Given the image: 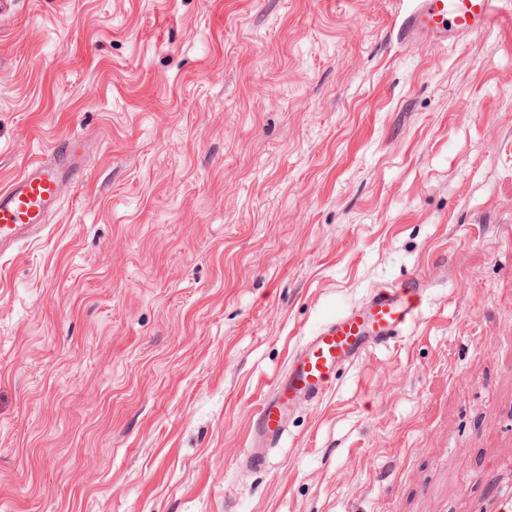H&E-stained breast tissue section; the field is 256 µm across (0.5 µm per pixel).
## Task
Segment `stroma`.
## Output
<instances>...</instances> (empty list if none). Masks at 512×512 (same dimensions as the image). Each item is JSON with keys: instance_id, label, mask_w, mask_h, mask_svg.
Segmentation results:
<instances>
[{"instance_id": "1", "label": "stroma", "mask_w": 512, "mask_h": 512, "mask_svg": "<svg viewBox=\"0 0 512 512\" xmlns=\"http://www.w3.org/2000/svg\"><path fill=\"white\" fill-rule=\"evenodd\" d=\"M409 0H8L0 188L82 181L0 259V512H476L512 461V27ZM420 321L242 470L291 352L371 289ZM496 21L512 24L511 0H412L393 31L399 41L448 40L481 34Z\"/></svg>"}]
</instances>
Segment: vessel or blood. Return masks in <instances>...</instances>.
Segmentation results:
<instances>
[{"label":"vessel or blood","instance_id":"b4317fda","mask_svg":"<svg viewBox=\"0 0 512 512\" xmlns=\"http://www.w3.org/2000/svg\"><path fill=\"white\" fill-rule=\"evenodd\" d=\"M498 21L512 24V0H412L395 25L396 38L417 43L466 37L483 33ZM80 170L81 159L70 143L27 165L20 177L0 189V258L21 242L37 238L47 214L65 191L75 188ZM424 294L414 280L373 288L360 305L336 314L307 336L253 410L249 446L240 466L251 472L264 470L270 450L287 437L299 402H319L343 369L374 349L390 346L415 325L423 312Z\"/></svg>","mask_w":512,"mask_h":512}]
</instances>
